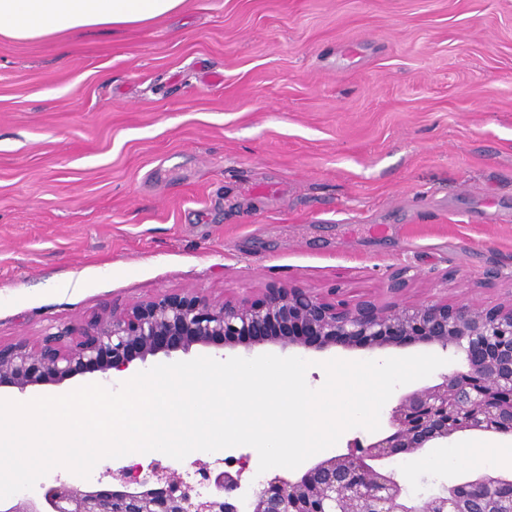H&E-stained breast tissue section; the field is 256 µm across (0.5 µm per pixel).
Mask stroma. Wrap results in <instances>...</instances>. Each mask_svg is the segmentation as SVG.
I'll return each mask as SVG.
<instances>
[{"instance_id":"obj_1","label":"stroma","mask_w":512,"mask_h":512,"mask_svg":"<svg viewBox=\"0 0 512 512\" xmlns=\"http://www.w3.org/2000/svg\"><path fill=\"white\" fill-rule=\"evenodd\" d=\"M271 283L512 301V0H185L0 36L1 344ZM384 466L416 495L512 478V433Z\"/></svg>"}]
</instances>
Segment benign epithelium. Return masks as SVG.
I'll return each instance as SVG.
<instances>
[{
	"mask_svg": "<svg viewBox=\"0 0 512 512\" xmlns=\"http://www.w3.org/2000/svg\"><path fill=\"white\" fill-rule=\"evenodd\" d=\"M426 344L462 358L465 370L404 394L389 428L352 451L315 462L300 477L276 474L241 493L250 456L202 462L209 494L192 493L183 475L127 462L103 473L95 487L60 478L43 495H18L0 512H512V481L479 475L415 500L407 486L375 462L414 454L464 431H512V303L472 306L427 299L415 305L354 304L325 299L307 288L271 285L254 300L217 302L199 293L104 306L73 335L48 333L0 344V387L57 385L84 373L110 380L160 354L192 347L250 352L274 346L324 351L341 346L372 353Z\"/></svg>",
	"mask_w": 512,
	"mask_h": 512,
	"instance_id": "benign-epithelium-1",
	"label": "benign epithelium"
}]
</instances>
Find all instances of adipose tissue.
<instances>
[{
  "mask_svg": "<svg viewBox=\"0 0 512 512\" xmlns=\"http://www.w3.org/2000/svg\"><path fill=\"white\" fill-rule=\"evenodd\" d=\"M184 0H0V35L16 41L111 29L177 12Z\"/></svg>",
  "mask_w": 512,
  "mask_h": 512,
  "instance_id": "ef3b65f1",
  "label": "adipose tissue"
}]
</instances>
